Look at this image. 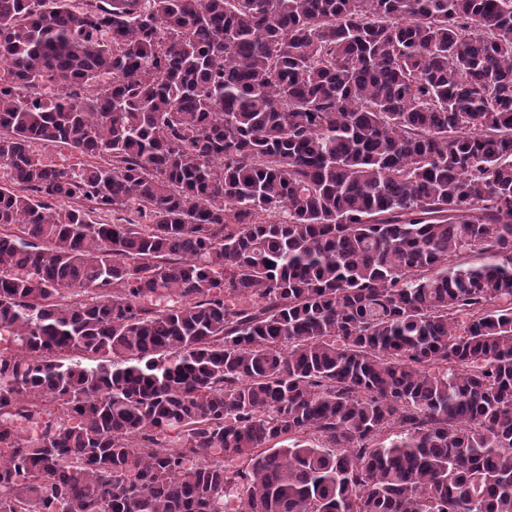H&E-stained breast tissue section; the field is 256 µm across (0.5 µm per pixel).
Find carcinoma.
<instances>
[{
    "label": "carcinoma",
    "instance_id": "1",
    "mask_svg": "<svg viewBox=\"0 0 512 512\" xmlns=\"http://www.w3.org/2000/svg\"><path fill=\"white\" fill-rule=\"evenodd\" d=\"M0 165V512H512V0H0ZM35 154L41 160L57 167H66L80 170L91 160L81 156L77 151L72 150L69 146L56 144L54 146H37Z\"/></svg>",
    "mask_w": 512,
    "mask_h": 512
}]
</instances>
